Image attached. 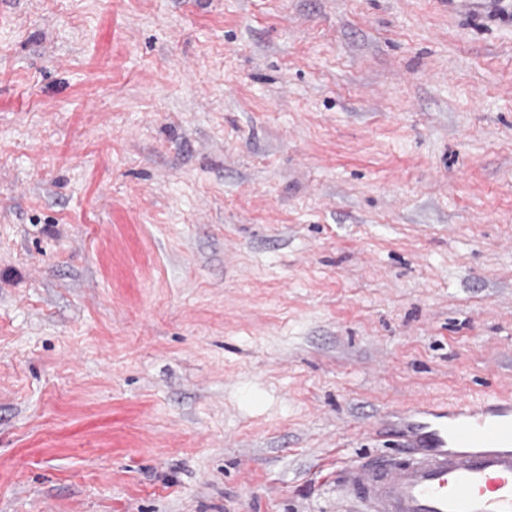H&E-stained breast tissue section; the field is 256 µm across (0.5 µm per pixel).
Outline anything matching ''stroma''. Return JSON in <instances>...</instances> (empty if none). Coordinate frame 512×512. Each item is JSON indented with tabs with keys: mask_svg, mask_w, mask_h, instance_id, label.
<instances>
[{
	"mask_svg": "<svg viewBox=\"0 0 512 512\" xmlns=\"http://www.w3.org/2000/svg\"><path fill=\"white\" fill-rule=\"evenodd\" d=\"M512 395V21L0 0V512H346Z\"/></svg>",
	"mask_w": 512,
	"mask_h": 512,
	"instance_id": "obj_1",
	"label": "stroma"
}]
</instances>
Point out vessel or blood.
Returning <instances> with one entry per match:
<instances>
[{
  "label": "vessel or blood",
  "mask_w": 512,
  "mask_h": 512,
  "mask_svg": "<svg viewBox=\"0 0 512 512\" xmlns=\"http://www.w3.org/2000/svg\"><path fill=\"white\" fill-rule=\"evenodd\" d=\"M399 437L337 476L356 512H512L511 398L411 407Z\"/></svg>",
  "instance_id": "1"
}]
</instances>
